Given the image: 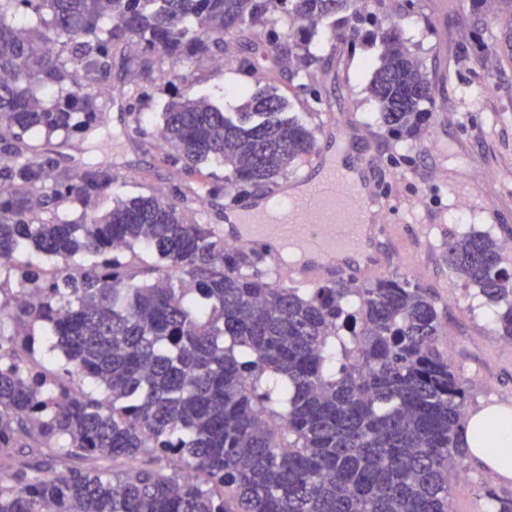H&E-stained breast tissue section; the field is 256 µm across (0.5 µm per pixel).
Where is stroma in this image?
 Instances as JSON below:
<instances>
[{"label": "stroma", "mask_w": 512, "mask_h": 512, "mask_svg": "<svg viewBox=\"0 0 512 512\" xmlns=\"http://www.w3.org/2000/svg\"><path fill=\"white\" fill-rule=\"evenodd\" d=\"M497 10L496 0L479 9L471 0H359L341 26L319 24L309 43L315 62L294 79L272 82L273 56L254 55L252 35L243 33L219 60L168 62L176 85L152 78L135 83L151 120L177 88L209 92L225 111L237 112L247 93L277 85L290 114L314 128V154L332 149L348 165H361L386 203L382 221L390 232L374 240L388 256L386 273L409 278L434 300L439 349L466 382L469 412L512 406V345L498 335L494 312L452 275L444 256L449 236L483 230L503 244V265L512 270V60L500 43ZM393 25L434 84L422 131L412 138L385 131L366 90L382 47L363 36ZM125 108L122 100L109 104L107 142L98 153L116 176L111 197L173 193L177 175L128 145ZM458 462L452 512H491L488 490L512 494V481L497 480L468 457Z\"/></svg>", "instance_id": "1"}]
</instances>
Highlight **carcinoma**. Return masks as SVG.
Returning <instances> with one entry per match:
<instances>
[{"label":"carcinoma","instance_id":"carcinoma-1","mask_svg":"<svg viewBox=\"0 0 512 512\" xmlns=\"http://www.w3.org/2000/svg\"><path fill=\"white\" fill-rule=\"evenodd\" d=\"M356 3L0 0V512H451L466 388L431 297L397 276L284 286L263 254L189 218L201 189H269L312 152L276 87L234 118L178 92L155 134L132 95L128 136L180 176L171 196L114 200L112 165L62 152L104 123L117 48L137 43L142 70L168 78L164 60L222 53L285 5L296 32L273 45L292 78L318 24ZM374 36L368 93L389 133L414 137L432 83L397 31ZM500 251L473 231L448 236L445 260L511 342Z\"/></svg>","mask_w":512,"mask_h":512}]
</instances>
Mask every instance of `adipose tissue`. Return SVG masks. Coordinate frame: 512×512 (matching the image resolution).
Masks as SVG:
<instances>
[{
    "mask_svg": "<svg viewBox=\"0 0 512 512\" xmlns=\"http://www.w3.org/2000/svg\"><path fill=\"white\" fill-rule=\"evenodd\" d=\"M468 456L503 479H512V408L492 405L464 420Z\"/></svg>",
    "mask_w": 512,
    "mask_h": 512,
    "instance_id": "ef3b65f1",
    "label": "adipose tissue"
}]
</instances>
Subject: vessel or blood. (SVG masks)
<instances>
[{
	"mask_svg": "<svg viewBox=\"0 0 512 512\" xmlns=\"http://www.w3.org/2000/svg\"><path fill=\"white\" fill-rule=\"evenodd\" d=\"M319 179L307 180L303 192L275 188L262 202H249L237 209L239 227L232 240L241 246L265 239L276 242L269 251L278 260L280 251L298 254L297 262L286 272L290 281L307 283L333 274L346 275V258L359 253L363 259L358 275L379 273L385 265L376 254L368 253L369 234L379 233L376 218L383 207L380 197L370 190L355 170L342 169L335 158L316 157Z\"/></svg>",
	"mask_w": 512,
	"mask_h": 512,
	"instance_id": "vessel-or-blood-1",
	"label": "vessel or blood"
}]
</instances>
